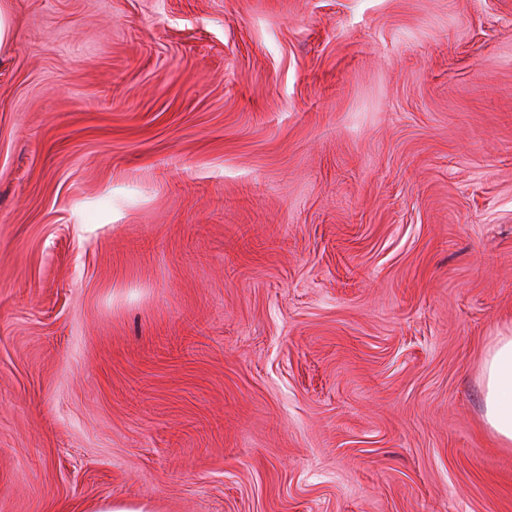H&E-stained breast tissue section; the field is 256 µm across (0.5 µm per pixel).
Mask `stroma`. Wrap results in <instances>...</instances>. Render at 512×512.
<instances>
[{"label": "stroma", "mask_w": 512, "mask_h": 512, "mask_svg": "<svg viewBox=\"0 0 512 512\" xmlns=\"http://www.w3.org/2000/svg\"><path fill=\"white\" fill-rule=\"evenodd\" d=\"M0 512H512V0H10ZM484 423L503 448L512 447V335L495 336L481 364Z\"/></svg>", "instance_id": "obj_1"}]
</instances>
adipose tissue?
Listing matches in <instances>:
<instances>
[{"label":"adipose tissue","instance_id":"1","mask_svg":"<svg viewBox=\"0 0 512 512\" xmlns=\"http://www.w3.org/2000/svg\"><path fill=\"white\" fill-rule=\"evenodd\" d=\"M484 423L502 447H512V335L494 337L481 364Z\"/></svg>","mask_w":512,"mask_h":512}]
</instances>
